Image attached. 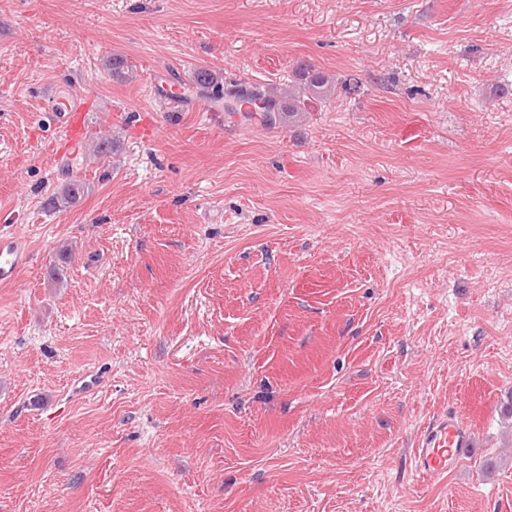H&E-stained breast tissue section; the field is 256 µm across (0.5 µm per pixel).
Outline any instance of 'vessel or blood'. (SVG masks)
Wrapping results in <instances>:
<instances>
[{
    "instance_id": "b4317fda",
    "label": "vessel or blood",
    "mask_w": 512,
    "mask_h": 512,
    "mask_svg": "<svg viewBox=\"0 0 512 512\" xmlns=\"http://www.w3.org/2000/svg\"><path fill=\"white\" fill-rule=\"evenodd\" d=\"M91 101L90 90L55 99L45 111L48 123L63 136L58 160L78 156L83 141L86 108ZM29 260L17 235H0V281L14 279ZM472 446L471 428L458 412L452 411L428 424L415 439L411 450L416 472L423 476H441L455 470L460 459Z\"/></svg>"
}]
</instances>
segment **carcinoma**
Wrapping results in <instances>:
<instances>
[{"instance_id":"obj_1","label":"carcinoma","mask_w":512,"mask_h":512,"mask_svg":"<svg viewBox=\"0 0 512 512\" xmlns=\"http://www.w3.org/2000/svg\"><path fill=\"white\" fill-rule=\"evenodd\" d=\"M106 67L112 76L128 79L134 75V71L127 60L121 55H114L107 60ZM298 82L293 85L272 86L266 90L253 93L246 88L229 90L220 93V85L217 77L207 69H200L196 73V85L202 89L212 91L210 97L220 99L231 95L239 102L247 101L253 94L261 96L269 109V113L263 117L265 124L291 123L300 119L308 112V105L314 101H327L333 97L336 90L342 88L347 93L357 91L359 80L348 77L342 81L326 73L320 72L310 65L302 62L296 67ZM86 184L72 180L64 185L61 191L50 195L45 201V207L57 210L76 204L84 195Z\"/></svg>"}]
</instances>
